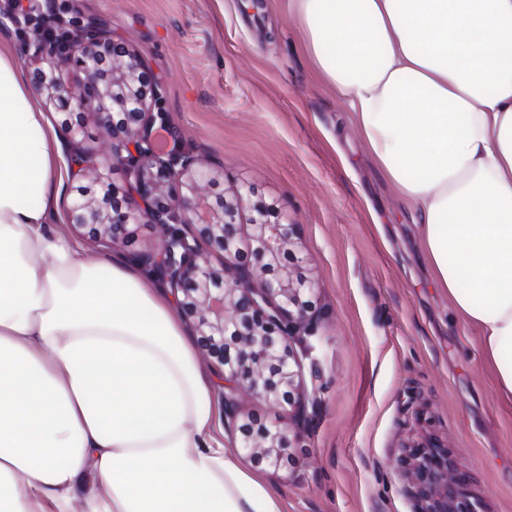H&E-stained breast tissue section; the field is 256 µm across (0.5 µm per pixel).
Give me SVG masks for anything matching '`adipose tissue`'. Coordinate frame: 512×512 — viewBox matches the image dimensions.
<instances>
[{"mask_svg": "<svg viewBox=\"0 0 512 512\" xmlns=\"http://www.w3.org/2000/svg\"><path fill=\"white\" fill-rule=\"evenodd\" d=\"M512 395V0H290ZM61 134L0 45V512H283L212 434L191 332L59 222Z\"/></svg>", "mask_w": 512, "mask_h": 512, "instance_id": "ef3b65f1", "label": "adipose tissue"}]
</instances>
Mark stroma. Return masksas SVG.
Segmentation results:
<instances>
[{"mask_svg": "<svg viewBox=\"0 0 512 512\" xmlns=\"http://www.w3.org/2000/svg\"><path fill=\"white\" fill-rule=\"evenodd\" d=\"M0 0V42L24 72L41 42ZM70 45L96 17L155 75L166 149L254 185L297 227L315 289L302 381L316 403L286 468L242 465L286 512H413L405 454L447 450L481 512H512V400L478 329L427 272L414 211L377 166L304 48L288 0H55Z\"/></svg>", "mask_w": 512, "mask_h": 512, "instance_id": "stroma-1", "label": "stroma"}]
</instances>
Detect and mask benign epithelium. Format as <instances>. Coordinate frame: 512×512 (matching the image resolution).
<instances>
[{
  "label": "benign epithelium",
  "instance_id": "benign-epithelium-1",
  "mask_svg": "<svg viewBox=\"0 0 512 512\" xmlns=\"http://www.w3.org/2000/svg\"><path fill=\"white\" fill-rule=\"evenodd\" d=\"M85 41L68 51L48 43L35 47V89L63 116L68 143L84 136V117L94 109L109 142L106 162L94 156L73 159L69 222L107 246L125 244L134 227L152 224L163 244L139 253L141 263L175 297L181 314L195 325L198 344L224 374L228 430L256 463L278 471L288 465L298 441L290 428L238 411L245 391L288 413L299 425L308 419L310 396L301 379L302 360L292 342L312 333L314 284L302 261L282 263L295 247V225L283 208L257 197L245 185L228 192L224 173L197 157L163 152L150 128L162 113L151 112L156 82L127 43L112 38L101 19L82 25ZM77 65L84 74L80 92L65 79ZM122 170L118 186L111 174ZM247 228V239L241 230ZM222 254L213 265L205 251ZM407 493L415 512H478L464 491L465 476L453 472L448 452L415 448Z\"/></svg>",
  "mask_w": 512,
  "mask_h": 512
}]
</instances>
